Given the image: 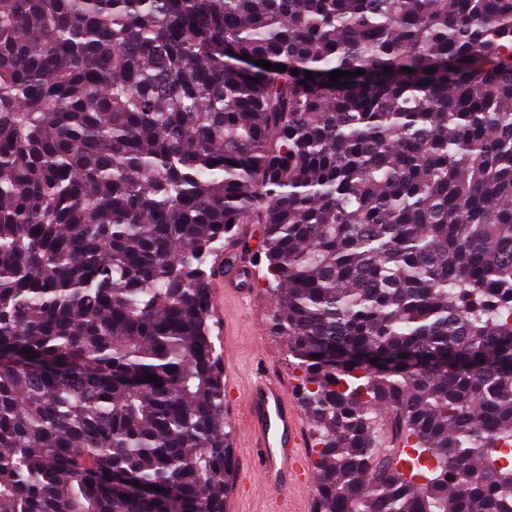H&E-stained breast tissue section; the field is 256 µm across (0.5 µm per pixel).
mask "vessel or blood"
Returning a JSON list of instances; mask_svg holds the SVG:
<instances>
[{
    "instance_id": "obj_1",
    "label": "vessel or blood",
    "mask_w": 512,
    "mask_h": 512,
    "mask_svg": "<svg viewBox=\"0 0 512 512\" xmlns=\"http://www.w3.org/2000/svg\"><path fill=\"white\" fill-rule=\"evenodd\" d=\"M254 236V230L245 229L211 268L210 309L216 317L224 315L225 290H233L241 299L251 294L256 276ZM224 389L231 402L242 406L243 435L256 449L255 463L262 479L250 483V490L266 491L268 512H299L293 492L313 484L307 453L309 438L299 406L280 378L262 369L256 370L244 386L235 367H228Z\"/></svg>"
}]
</instances>
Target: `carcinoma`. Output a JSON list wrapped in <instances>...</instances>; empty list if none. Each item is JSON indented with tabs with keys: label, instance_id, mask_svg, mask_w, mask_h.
<instances>
[{
	"label": "carcinoma",
	"instance_id": "carcinoma-1",
	"mask_svg": "<svg viewBox=\"0 0 512 512\" xmlns=\"http://www.w3.org/2000/svg\"><path fill=\"white\" fill-rule=\"evenodd\" d=\"M241 224L315 512H512V0H0V512H224Z\"/></svg>",
	"mask_w": 512,
	"mask_h": 512
}]
</instances>
